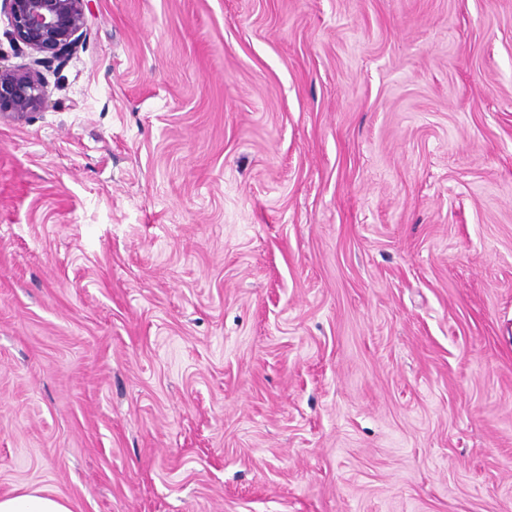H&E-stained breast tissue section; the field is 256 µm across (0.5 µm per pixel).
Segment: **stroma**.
I'll use <instances>...</instances> for the list:
<instances>
[{
	"label": "stroma",
	"instance_id": "obj_1",
	"mask_svg": "<svg viewBox=\"0 0 512 512\" xmlns=\"http://www.w3.org/2000/svg\"><path fill=\"white\" fill-rule=\"evenodd\" d=\"M0 123V497L512 512V0H91Z\"/></svg>",
	"mask_w": 512,
	"mask_h": 512
}]
</instances>
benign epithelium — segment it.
Here are the masks:
<instances>
[{"label":"benign epithelium","mask_w":512,"mask_h":512,"mask_svg":"<svg viewBox=\"0 0 512 512\" xmlns=\"http://www.w3.org/2000/svg\"><path fill=\"white\" fill-rule=\"evenodd\" d=\"M89 0H0L12 43L28 50L24 67H0V114L23 116L43 107L48 88L40 68L64 64L84 37Z\"/></svg>","instance_id":"1"}]
</instances>
